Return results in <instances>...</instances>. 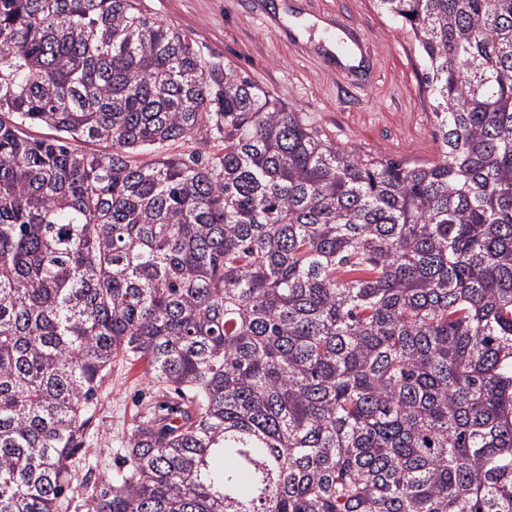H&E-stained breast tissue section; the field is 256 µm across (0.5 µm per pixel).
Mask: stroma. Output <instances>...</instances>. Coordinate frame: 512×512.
Masks as SVG:
<instances>
[{
    "mask_svg": "<svg viewBox=\"0 0 512 512\" xmlns=\"http://www.w3.org/2000/svg\"><path fill=\"white\" fill-rule=\"evenodd\" d=\"M143 7L178 28L204 59L232 64L348 148L402 163L439 157L435 100L418 49L373 0H143ZM314 14L343 17L365 32L379 61L374 86L348 91L321 58L305 52L325 35L309 27ZM165 395L149 382L143 363L113 367L89 429L92 480L118 469L135 417Z\"/></svg>",
    "mask_w": 512,
    "mask_h": 512,
    "instance_id": "1",
    "label": "stroma"
}]
</instances>
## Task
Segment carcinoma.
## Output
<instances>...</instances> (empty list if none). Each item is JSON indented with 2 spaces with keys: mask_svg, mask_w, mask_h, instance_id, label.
Here are the masks:
<instances>
[{
  "mask_svg": "<svg viewBox=\"0 0 512 512\" xmlns=\"http://www.w3.org/2000/svg\"><path fill=\"white\" fill-rule=\"evenodd\" d=\"M374 4L434 161L336 142L139 0H0V512H512V0ZM135 361L171 396L91 488ZM223 145V144H222ZM221 142L211 140L207 145H200L197 143L192 144H184L183 142H173L165 151L167 155H176L184 158H188L191 151L194 149H198L201 151V154L204 156L213 155L219 153L221 151Z\"/></svg>",
  "mask_w": 512,
  "mask_h": 512,
  "instance_id": "carcinoma-1",
  "label": "carcinoma"
}]
</instances>
